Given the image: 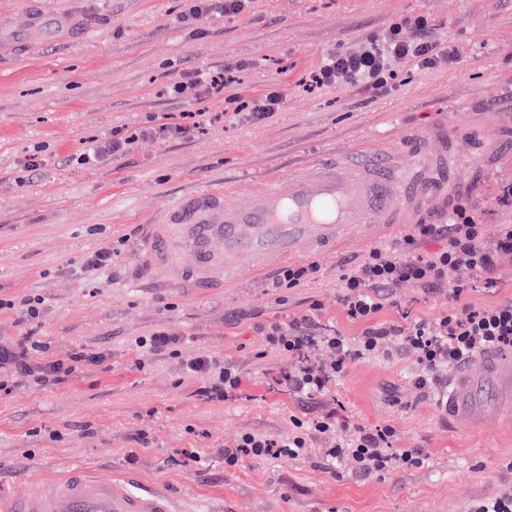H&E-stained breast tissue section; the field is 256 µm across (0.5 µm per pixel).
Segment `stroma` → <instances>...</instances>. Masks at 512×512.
Instances as JSON below:
<instances>
[{"instance_id":"1","label":"stroma","mask_w":512,"mask_h":512,"mask_svg":"<svg viewBox=\"0 0 512 512\" xmlns=\"http://www.w3.org/2000/svg\"><path fill=\"white\" fill-rule=\"evenodd\" d=\"M188 0H0V344L30 335L51 360L74 349L103 353L63 384L11 382L0 389V494L62 476L82 465L127 490L169 493L177 512H471L512 489V407L486 404L483 422L449 426L431 387L415 382L407 351L350 363L331 397L309 400L280 386L288 360L264 351L261 325L316 311L321 323L358 335L341 305L339 277L372 248L395 245L400 224L347 246L293 258L318 264L295 288L272 287L271 274L243 277L195 295L162 283L146 257L151 226L164 206L194 189L261 191L314 159L355 148H396L409 136L446 131L452 119L471 134L449 142V156L476 158L461 171L450 206L465 207L486 239L512 224L499 199L512 181V0H251L236 17L195 29ZM422 16L429 36L456 61L429 68L399 64L387 92L307 88L302 74L334 50L359 52L367 38ZM237 66L232 93L250 99L278 92L282 105L258 123L217 121L191 135L141 137L124 156L94 168L76 161L87 141L115 128H144L166 117L220 112L223 98L175 96L170 87L200 70ZM43 163L29 170L25 161ZM112 264L95 273L86 261L102 243ZM449 290L411 284L392 289L381 320L432 321L512 298V264L492 280L448 273ZM39 297V318L19 305ZM168 330L178 354L138 347ZM201 356L243 375L245 399L208 402L185 366ZM342 403L352 429L393 424L402 448L422 449V466L355 474L352 464H322V445L300 459L247 461L228 468L222 449L248 430L282 436L292 414ZM198 451L196 466L182 451Z\"/></svg>"}]
</instances>
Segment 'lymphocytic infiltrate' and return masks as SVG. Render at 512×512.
Segmentation results:
<instances>
[{"instance_id": "obj_1", "label": "lymphocytic infiltrate", "mask_w": 512, "mask_h": 512, "mask_svg": "<svg viewBox=\"0 0 512 512\" xmlns=\"http://www.w3.org/2000/svg\"><path fill=\"white\" fill-rule=\"evenodd\" d=\"M406 28L413 30L414 39L403 38ZM425 31L424 18L403 20L383 35L369 38L358 53H328L304 74L301 83L313 88L363 83L372 92H380L395 79L396 63L410 59L424 66L434 64L437 45L426 38ZM194 130V125L182 122L119 129L103 140H90L78 162L93 168L105 155H125L140 137L166 139L186 136ZM433 238L446 239V247L430 255L418 254V245ZM505 256L512 257V224L500 225L495 239L489 241L484 238L481 225L461 210L445 224L413 225L396 246L373 248L363 259L346 267L340 277L341 304L351 320L364 325L359 336L351 338L333 327L315 323L309 314L264 326L267 348L293 362L281 379V386L299 397L325 396L351 361L386 353L388 343L393 341L398 348L415 355L417 384L425 388L437 371L487 350L512 347V298L464 315L447 312L432 322L416 319L399 325L377 319L389 299L390 288L400 283L439 290L444 288V277L451 269H465L487 278L495 274ZM40 349V343L29 336L0 344V367L17 380H30L45 387L65 382L83 364L104 360L103 354L76 350L42 361L37 357ZM186 372L202 379L198 393L204 399L227 403L243 397L242 377L233 364L201 356L187 364ZM288 421L290 429L283 437L252 430L241 433L224 448L225 466L235 467L247 459H298L307 456L310 443L316 438L325 444L327 461L352 462L355 472L363 475L408 470L423 463L421 449L395 447L396 429L390 424L362 429L353 438L345 439L339 431L347 420L336 408L303 416L292 414Z\"/></svg>"}]
</instances>
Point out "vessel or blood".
<instances>
[{"label": "vessel or blood", "instance_id": "obj_1", "mask_svg": "<svg viewBox=\"0 0 512 512\" xmlns=\"http://www.w3.org/2000/svg\"><path fill=\"white\" fill-rule=\"evenodd\" d=\"M425 151L403 171L386 151H360L341 161L313 164L289 191L271 179L246 204L228 206L207 188L172 205L164 233L153 242L152 263L178 286L220 288L226 280L259 275L277 260L345 243L350 233L383 224H415L447 201L445 172L421 174ZM512 391V356L490 350L478 364L457 365L439 404L449 420L468 425L479 401ZM0 512H173L167 495L134 494L111 479L76 468L0 500Z\"/></svg>", "mask_w": 512, "mask_h": 512}]
</instances>
